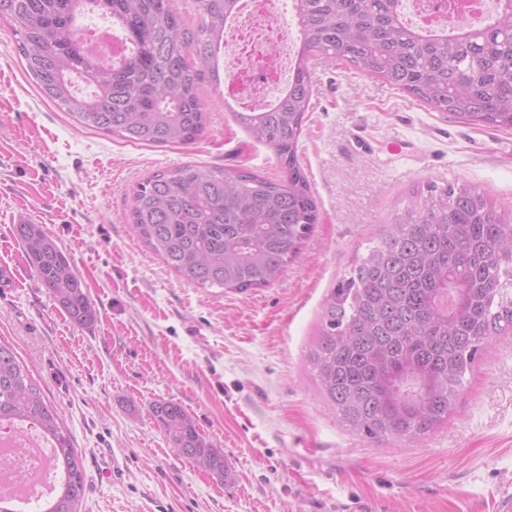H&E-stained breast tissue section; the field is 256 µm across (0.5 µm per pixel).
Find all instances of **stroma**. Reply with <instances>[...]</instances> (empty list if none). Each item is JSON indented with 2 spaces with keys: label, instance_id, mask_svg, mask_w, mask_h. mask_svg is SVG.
I'll list each match as a JSON object with an SVG mask.
<instances>
[{
  "label": "stroma",
  "instance_id": "stroma-1",
  "mask_svg": "<svg viewBox=\"0 0 512 512\" xmlns=\"http://www.w3.org/2000/svg\"><path fill=\"white\" fill-rule=\"evenodd\" d=\"M298 146L317 202L300 254L273 285L197 288L136 237L132 193L185 164L277 178L209 83L190 146H143L82 128L44 101L0 24V341L17 351L82 458L80 512H512V332L465 378L458 407L419 445H379L340 423L305 355L330 290L394 212L467 183L512 210V130L435 112L348 61L312 57ZM27 216L70 257L98 310L73 325L14 239ZM180 403L224 451L231 482L181 456L151 406Z\"/></svg>",
  "mask_w": 512,
  "mask_h": 512
}]
</instances>
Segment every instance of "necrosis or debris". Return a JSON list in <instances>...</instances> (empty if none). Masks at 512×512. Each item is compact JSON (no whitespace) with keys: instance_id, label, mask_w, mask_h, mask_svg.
Wrapping results in <instances>:
<instances>
[{"instance_id":"1","label":"necrosis or debris","mask_w":512,"mask_h":512,"mask_svg":"<svg viewBox=\"0 0 512 512\" xmlns=\"http://www.w3.org/2000/svg\"><path fill=\"white\" fill-rule=\"evenodd\" d=\"M417 27L452 31L482 24L493 12L494 0H470L468 12L449 9L447 0H405ZM279 0H238L235 13L224 26L222 45L228 50L226 68L231 75L220 90L238 109L258 111L274 102L273 93L287 86V70L299 51V42L278 22ZM24 453H16V444ZM50 442L35 427L21 431L0 429V486L27 495L42 485H55Z\"/></svg>"}]
</instances>
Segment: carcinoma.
<instances>
[{
	"label": "carcinoma",
	"instance_id": "obj_1",
	"mask_svg": "<svg viewBox=\"0 0 512 512\" xmlns=\"http://www.w3.org/2000/svg\"><path fill=\"white\" fill-rule=\"evenodd\" d=\"M187 27L176 0H0L24 68L41 94L83 128L143 145L189 146L209 124L198 88L220 83L216 53L237 0H196ZM402 0H295L301 49L294 76L263 111L233 112L282 169L274 180L245 168L186 164L133 190L135 235L197 288L245 293L273 284L299 252L318 207L298 162L310 107L308 57L347 60L362 74L407 91L437 112L512 129V0L491 20L449 33L403 19ZM110 18L133 52L113 64L85 55L78 19ZM79 77L92 88L75 93ZM512 215L466 183L450 184L393 215L350 277L325 301L307 352L318 392L337 419L370 441L414 443L455 409L463 379L492 338L512 331ZM12 233L40 285L70 321L98 319L70 258L39 224ZM151 412L177 452L221 479L224 451L172 400ZM36 423L52 442L59 480L34 512H77L83 464L54 407L14 348L0 342V426Z\"/></svg>",
	"mask_w": 512,
	"mask_h": 512
}]
</instances>
